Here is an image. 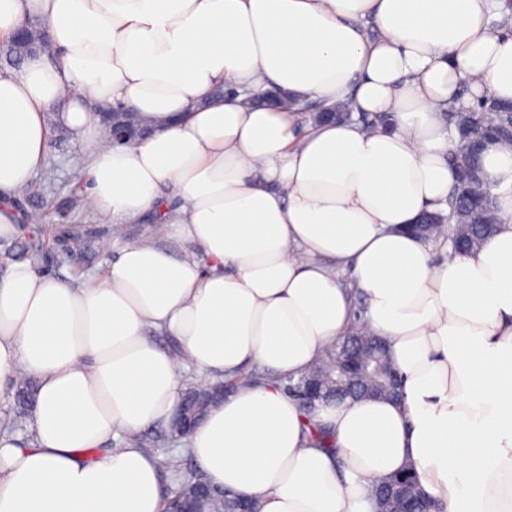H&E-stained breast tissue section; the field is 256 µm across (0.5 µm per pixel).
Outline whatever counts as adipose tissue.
Returning <instances> with one entry per match:
<instances>
[{
	"label": "adipose tissue",
	"mask_w": 512,
	"mask_h": 512,
	"mask_svg": "<svg viewBox=\"0 0 512 512\" xmlns=\"http://www.w3.org/2000/svg\"><path fill=\"white\" fill-rule=\"evenodd\" d=\"M497 7L0 0V38L37 16L56 52L0 73V240L20 233L8 200L44 160L54 108L88 149L90 209L161 227L75 286L28 261L0 275V393L38 385L32 440L0 436V512H163L141 432L170 424L186 369L215 382L254 366L274 381L238 385L185 448L260 512H375L374 483L407 465L441 512H512V148L485 156L501 222L477 251L452 259L447 236L410 230L457 181L441 104L512 99ZM274 88L352 100L368 121L302 127L244 101ZM118 107L150 135L109 141L96 112ZM353 287L402 394L318 404L330 452L281 382L347 332Z\"/></svg>",
	"instance_id": "ef3b65f1"
}]
</instances>
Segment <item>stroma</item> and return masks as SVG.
Instances as JSON below:
<instances>
[{
    "mask_svg": "<svg viewBox=\"0 0 512 512\" xmlns=\"http://www.w3.org/2000/svg\"><path fill=\"white\" fill-rule=\"evenodd\" d=\"M47 121L49 152L32 182L15 195L23 224L15 240L0 245V273L21 259L23 248L32 247L40 254L39 271L66 282H81L99 273L111 259L110 226L85 204L89 174L84 146L64 126L59 112H49ZM37 209L43 214L42 223L27 222L28 213ZM71 225L86 226L91 245L63 240L64 229Z\"/></svg>",
    "mask_w": 512,
    "mask_h": 512,
    "instance_id": "obj_1",
    "label": "stroma"
}]
</instances>
